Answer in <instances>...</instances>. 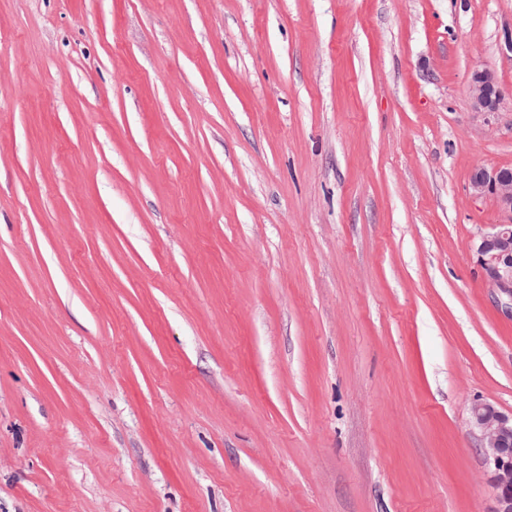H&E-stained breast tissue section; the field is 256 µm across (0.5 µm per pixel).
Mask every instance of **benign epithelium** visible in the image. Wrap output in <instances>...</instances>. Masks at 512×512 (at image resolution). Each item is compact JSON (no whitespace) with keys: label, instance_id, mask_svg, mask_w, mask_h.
<instances>
[{"label":"benign epithelium","instance_id":"obj_1","mask_svg":"<svg viewBox=\"0 0 512 512\" xmlns=\"http://www.w3.org/2000/svg\"><path fill=\"white\" fill-rule=\"evenodd\" d=\"M470 93L476 110L484 114L498 111L502 93L491 71L477 69L471 74ZM470 184L474 192L492 196L508 215L507 222L482 236L477 253L492 285L512 299V168L477 167ZM470 424L479 433L491 473L493 512H512V415L490 403H478L472 407Z\"/></svg>","mask_w":512,"mask_h":512}]
</instances>
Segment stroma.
Segmentation results:
<instances>
[{
  "label": "stroma",
  "mask_w": 512,
  "mask_h": 512,
  "mask_svg": "<svg viewBox=\"0 0 512 512\" xmlns=\"http://www.w3.org/2000/svg\"><path fill=\"white\" fill-rule=\"evenodd\" d=\"M509 36L512 0H0V512H491ZM469 88L476 110L484 114H493L498 111L502 93L491 71L475 70L471 74ZM470 184L474 192L492 196L508 215L507 222L482 236L476 250L489 281L512 298V168L477 167Z\"/></svg>",
  "instance_id": "obj_1"
}]
</instances>
